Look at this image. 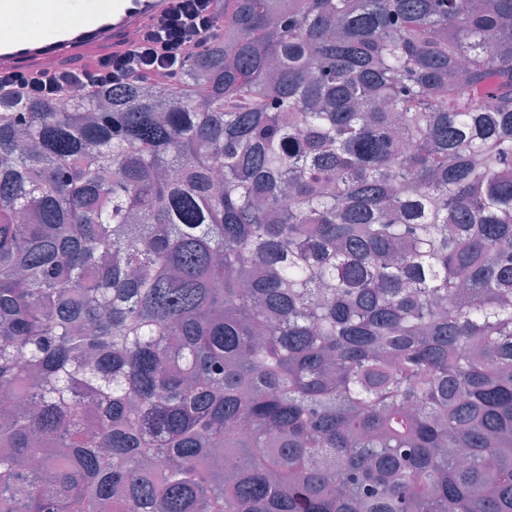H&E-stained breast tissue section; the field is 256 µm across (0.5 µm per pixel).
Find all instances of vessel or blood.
<instances>
[{
	"label": "vessel or blood",
	"mask_w": 512,
	"mask_h": 512,
	"mask_svg": "<svg viewBox=\"0 0 512 512\" xmlns=\"http://www.w3.org/2000/svg\"><path fill=\"white\" fill-rule=\"evenodd\" d=\"M173 0H0V72L37 71L47 61L124 53Z\"/></svg>",
	"instance_id": "obj_1"
}]
</instances>
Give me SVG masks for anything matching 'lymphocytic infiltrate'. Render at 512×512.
<instances>
[{
	"instance_id": "1",
	"label": "lymphocytic infiltrate",
	"mask_w": 512,
	"mask_h": 512,
	"mask_svg": "<svg viewBox=\"0 0 512 512\" xmlns=\"http://www.w3.org/2000/svg\"><path fill=\"white\" fill-rule=\"evenodd\" d=\"M213 0H174L172 8L149 25L120 55L100 58L80 68L51 66L36 72L0 73V90L18 99L55 98L71 88L94 95L100 88L123 85L137 75H168L209 36Z\"/></svg>"
}]
</instances>
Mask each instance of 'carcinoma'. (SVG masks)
I'll return each mask as SVG.
<instances>
[{
	"label": "carcinoma",
	"mask_w": 512,
	"mask_h": 512,
	"mask_svg": "<svg viewBox=\"0 0 512 512\" xmlns=\"http://www.w3.org/2000/svg\"><path fill=\"white\" fill-rule=\"evenodd\" d=\"M215 25L0 98V512H512V0Z\"/></svg>",
	"instance_id": "cac0c4a2"
}]
</instances>
